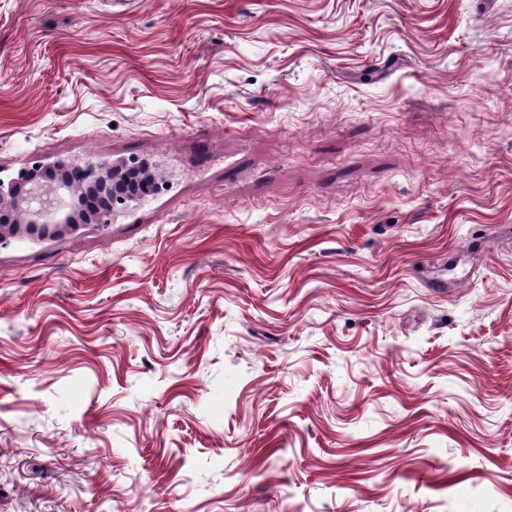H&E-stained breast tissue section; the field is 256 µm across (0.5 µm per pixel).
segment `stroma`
Here are the masks:
<instances>
[{
	"label": "stroma",
	"mask_w": 512,
	"mask_h": 512,
	"mask_svg": "<svg viewBox=\"0 0 512 512\" xmlns=\"http://www.w3.org/2000/svg\"><path fill=\"white\" fill-rule=\"evenodd\" d=\"M0 512H512V0H0ZM279 454L261 467V449ZM80 173V185L94 190H107L126 174L121 173L118 167L112 166V163L98 162L93 160L85 161L83 165L77 167ZM22 170L19 179L24 180L27 188L21 195H16L12 186L5 189L0 181V227L3 215L10 221L7 224L19 228L25 226L43 233L49 232L60 224H76L77 216L74 201L69 200L78 189L75 183L67 180L64 174L55 171Z\"/></svg>",
	"instance_id": "stroma-1"
}]
</instances>
